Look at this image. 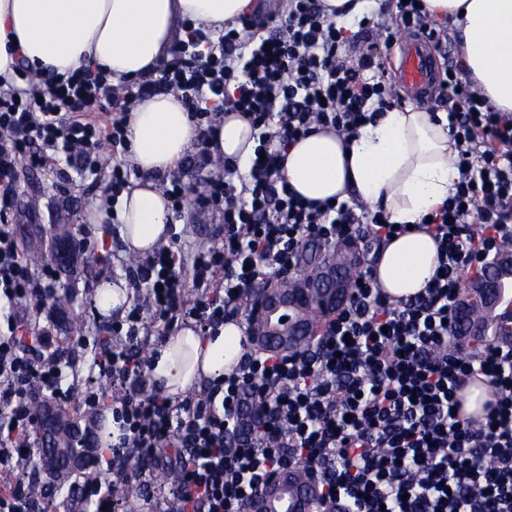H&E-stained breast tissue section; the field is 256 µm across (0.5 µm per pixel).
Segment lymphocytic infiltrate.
Masks as SVG:
<instances>
[{
	"mask_svg": "<svg viewBox=\"0 0 512 512\" xmlns=\"http://www.w3.org/2000/svg\"><path fill=\"white\" fill-rule=\"evenodd\" d=\"M361 24L366 47L351 60L349 39L322 0H285L282 13L259 25L246 15L220 30L185 23L171 59L118 85L88 66L63 80L25 68L19 81L0 80V295L12 307L0 330L1 470L42 447L38 405L73 393L56 337L26 316L33 306L55 321L58 292L54 266L27 261L12 222L19 169L45 168L62 154L78 174L94 177L109 145L108 201L117 203L136 172L129 114L137 102L172 92L198 131L195 167L204 177L172 176L163 192L174 217L189 201L198 215L217 217L219 240L192 255L191 287L166 247L130 272L138 301L125 324L108 325L114 343L94 357L81 401L92 419L111 408L122 428L107 471L124 481L166 471L169 493L144 495L146 512H248L269 470L308 464L322 495L349 512H512V347L492 341L476 353L449 351L461 271H483L512 248V113L489 104L458 58L433 108L448 117L460 179L421 222L437 242L440 267L425 288L390 299L364 262L351 301L310 347L250 348L231 374L180 399L150 383L155 319L217 329L259 285L292 270L306 244L332 250L359 231L379 245L407 232L380 210L306 202L280 174L284 151L308 133L349 136L402 105L383 73L398 32L448 41L447 27L416 0H397L390 19ZM95 107L109 112L108 127L89 119ZM228 112L258 133L260 154L243 179L210 151L217 117ZM476 378L487 381L492 399L482 417L466 421L461 391ZM68 496L94 512H136L97 479L70 486Z\"/></svg>",
	"mask_w": 512,
	"mask_h": 512,
	"instance_id": "f902f5d3",
	"label": "lymphocytic infiltrate"
}]
</instances>
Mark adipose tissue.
<instances>
[{
  "instance_id": "ef3b65f1",
  "label": "adipose tissue",
  "mask_w": 512,
  "mask_h": 512,
  "mask_svg": "<svg viewBox=\"0 0 512 512\" xmlns=\"http://www.w3.org/2000/svg\"><path fill=\"white\" fill-rule=\"evenodd\" d=\"M425 3L432 17L460 27L469 73L495 109L512 112V0ZM252 8V0H0V75L13 79L21 60L35 72L64 76L92 65L117 84L167 57L184 36L182 21L219 29ZM128 139L143 178L123 192L117 212L102 209L98 216L103 224L118 219L127 248L144 254L169 236V201L154 178L191 150L195 128L183 104L161 94L132 110ZM216 141L217 153L242 169L257 145L249 122L233 112L221 119ZM281 173L305 200L352 198L382 207L390 223L409 225L383 242L375 276L395 299L422 291L438 265V246L419 224L459 179L447 120L427 107H395L348 138L320 130L287 148ZM242 337L234 319L215 336L182 327L159 347L151 377L169 396L183 397L231 372Z\"/></svg>"
}]
</instances>
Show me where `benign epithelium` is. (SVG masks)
Here are the masks:
<instances>
[{"mask_svg": "<svg viewBox=\"0 0 512 512\" xmlns=\"http://www.w3.org/2000/svg\"><path fill=\"white\" fill-rule=\"evenodd\" d=\"M512 254H502L492 261L483 275L469 280L459 297L458 315L464 336H486L489 329L475 323L471 311L476 306H488L499 311L498 320L512 321ZM350 289L342 276L336 258L326 257L319 264L315 279H301L296 288L269 286L253 300L249 322L252 336L260 348L288 351V344L300 336H317L306 320L304 311L316 302L333 316L349 298ZM249 512H330L319 499L317 484H298L294 473L279 469L268 474L256 491Z\"/></svg>", "mask_w": 512, "mask_h": 512, "instance_id": "1", "label": "benign epithelium"}]
</instances>
